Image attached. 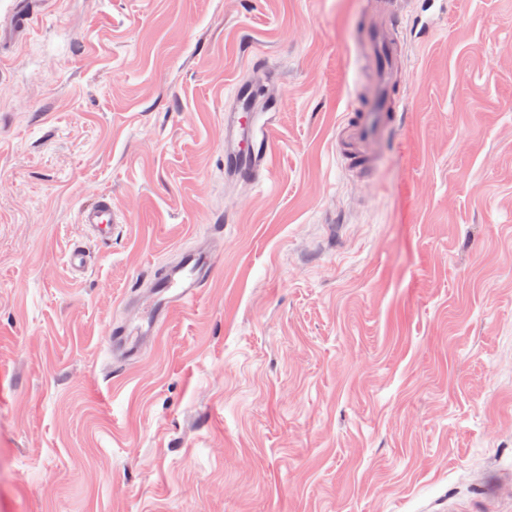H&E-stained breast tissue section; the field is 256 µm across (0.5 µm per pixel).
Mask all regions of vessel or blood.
<instances>
[{
  "instance_id": "vessel-or-blood-1",
  "label": "vessel or blood",
  "mask_w": 512,
  "mask_h": 512,
  "mask_svg": "<svg viewBox=\"0 0 512 512\" xmlns=\"http://www.w3.org/2000/svg\"><path fill=\"white\" fill-rule=\"evenodd\" d=\"M10 27L0 29V44L27 31L33 16L32 0H14ZM406 20L391 0H375L360 50L372 68L367 95L356 102L341 124L338 153L346 168L358 173L374 167L380 148L399 124L403 102L395 90L404 64ZM279 104L257 96L251 84L236 83L224 104V172L241 180L261 181L271 153L262 116L278 111ZM79 221L91 233L110 234L116 217L108 198H99L82 208ZM213 245L182 254L179 262L166 266L150 281L134 303L141 311L142 326L116 327L111 336L113 354L132 356L146 328L160 323L165 312L176 305L194 302L214 271Z\"/></svg>"
}]
</instances>
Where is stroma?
Instances as JSON below:
<instances>
[{"instance_id":"obj_1","label":"stroma","mask_w":512,"mask_h":512,"mask_svg":"<svg viewBox=\"0 0 512 512\" xmlns=\"http://www.w3.org/2000/svg\"><path fill=\"white\" fill-rule=\"evenodd\" d=\"M371 6L35 0L0 48V512H512V0L408 42L359 177ZM242 79L281 101L256 185L224 177ZM216 224L199 299L114 357ZM79 222L85 224L95 235L111 234L112 224H116L111 201L107 197H100L92 205L82 208L79 212ZM132 325H120L112 330L111 347L113 355L130 357L136 353L140 336H145L144 325L131 329Z\"/></svg>"}]
</instances>
